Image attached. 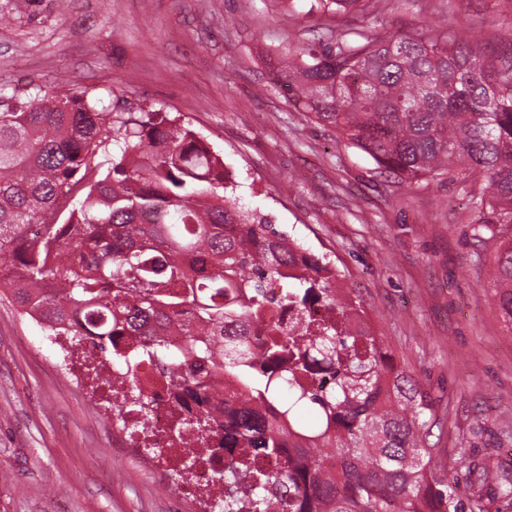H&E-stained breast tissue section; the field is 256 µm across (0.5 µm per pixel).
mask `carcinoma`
<instances>
[{
    "label": "carcinoma",
    "instance_id": "carcinoma-1",
    "mask_svg": "<svg viewBox=\"0 0 512 512\" xmlns=\"http://www.w3.org/2000/svg\"><path fill=\"white\" fill-rule=\"evenodd\" d=\"M336 14H370L372 0H315ZM319 47L286 51L280 82L301 108L328 124L397 177L443 173L484 182L473 195L475 235L505 242L495 256V287L512 322V54L487 55L467 33L372 37L356 30ZM118 148L110 154L109 146ZM103 154L106 172L91 167ZM224 161L197 133L162 112H110L86 91L39 87L0 108V288L48 332L66 327L75 345L100 340L121 403L149 401L127 375L162 365L178 391H203L183 373L192 360L216 376L234 373L240 408L224 412V438L284 457L275 475L237 461L220 473L228 487L218 512H489L512 506V481L468 498L435 461L434 399L397 365L375 332L346 324L362 310L337 288L341 273L303 248L268 217L237 203ZM321 299L338 320L315 329L273 326L259 346L250 324L273 308L303 312ZM188 312L185 320L181 314ZM188 337L179 351L157 328ZM150 336L130 351L114 336ZM329 371L333 384L299 378ZM266 423L254 405L275 406ZM317 409L306 427L297 414ZM214 420L200 411L179 419L178 439H203ZM336 469L323 466L324 453Z\"/></svg>",
    "mask_w": 512,
    "mask_h": 512
}]
</instances>
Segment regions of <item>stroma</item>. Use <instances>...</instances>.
I'll return each mask as SVG.
<instances>
[{
	"instance_id": "1",
	"label": "stroma",
	"mask_w": 512,
	"mask_h": 512,
	"mask_svg": "<svg viewBox=\"0 0 512 512\" xmlns=\"http://www.w3.org/2000/svg\"><path fill=\"white\" fill-rule=\"evenodd\" d=\"M512 0H374L369 27L479 30L512 49ZM0 103L58 79L115 112H165L219 154L240 203L325 256L359 293L398 365L431 390L436 458L512 476V330L492 286L497 240L475 237L468 185L380 174L275 75L288 46L354 25L315 0H0ZM0 297V512H202L112 446L92 380Z\"/></svg>"
}]
</instances>
